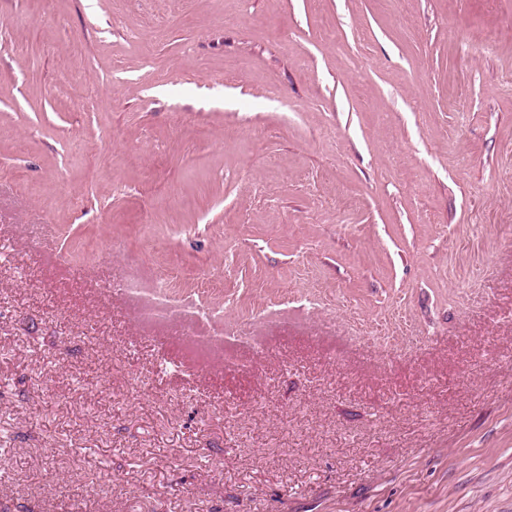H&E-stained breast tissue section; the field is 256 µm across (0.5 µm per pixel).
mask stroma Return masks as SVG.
<instances>
[{
	"label": "stroma",
	"mask_w": 512,
	"mask_h": 512,
	"mask_svg": "<svg viewBox=\"0 0 512 512\" xmlns=\"http://www.w3.org/2000/svg\"><path fill=\"white\" fill-rule=\"evenodd\" d=\"M0 512H512V0H0Z\"/></svg>",
	"instance_id": "obj_1"
}]
</instances>
